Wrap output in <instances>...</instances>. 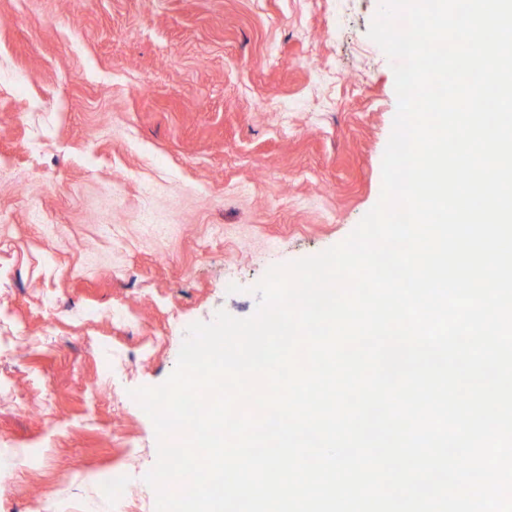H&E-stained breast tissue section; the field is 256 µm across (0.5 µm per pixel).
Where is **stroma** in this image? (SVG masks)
<instances>
[{
	"mask_svg": "<svg viewBox=\"0 0 512 512\" xmlns=\"http://www.w3.org/2000/svg\"><path fill=\"white\" fill-rule=\"evenodd\" d=\"M379 5L0 0V512H117L115 467L155 512L132 390L380 199L398 100Z\"/></svg>",
	"mask_w": 512,
	"mask_h": 512,
	"instance_id": "obj_1",
	"label": "stroma"
}]
</instances>
